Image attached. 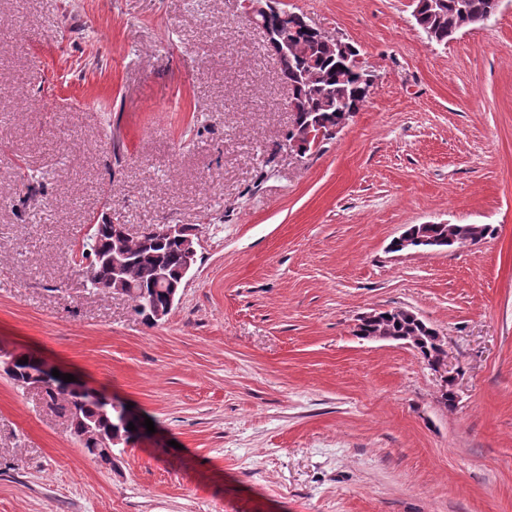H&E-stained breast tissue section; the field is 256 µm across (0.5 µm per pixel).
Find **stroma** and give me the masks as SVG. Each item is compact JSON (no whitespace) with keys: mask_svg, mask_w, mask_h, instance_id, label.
<instances>
[{"mask_svg":"<svg viewBox=\"0 0 512 512\" xmlns=\"http://www.w3.org/2000/svg\"><path fill=\"white\" fill-rule=\"evenodd\" d=\"M374 76L298 156L240 0H0V347L154 423L93 462L0 372V512H512V0L439 45L410 0H280ZM481 242L394 252L414 224ZM190 224L166 320L89 291L91 224ZM446 338L453 407L400 341ZM371 334H380L384 336H370ZM357 336H369L367 339L372 340H397L404 341L405 345L416 350V341L413 338L400 336H417L421 339V343L429 344V336L431 331L425 330L405 316L403 309L387 310L385 317L381 322L375 324L357 325ZM364 338V337H363Z\"/></svg>","mask_w":512,"mask_h":512,"instance_id":"35a3bbf8","label":"stroma"}]
</instances>
